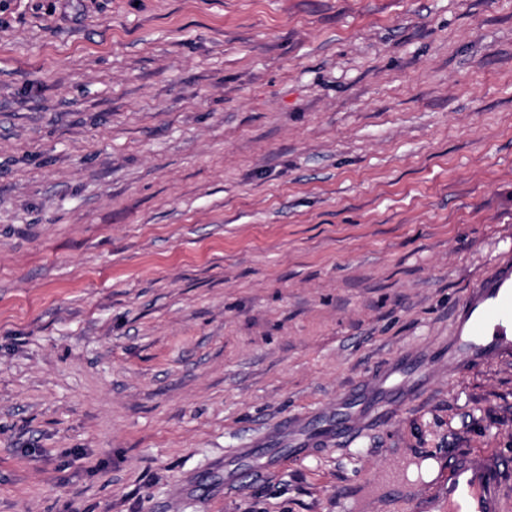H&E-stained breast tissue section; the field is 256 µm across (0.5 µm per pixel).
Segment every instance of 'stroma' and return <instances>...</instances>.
<instances>
[{
  "label": "stroma",
  "mask_w": 512,
  "mask_h": 512,
  "mask_svg": "<svg viewBox=\"0 0 512 512\" xmlns=\"http://www.w3.org/2000/svg\"><path fill=\"white\" fill-rule=\"evenodd\" d=\"M509 267L512 0H0V512H418L512 455ZM500 290L479 288V303L465 310L467 331L456 337L450 356L459 373L472 371L512 349V336H502L504 324H512V289L507 293ZM480 304L483 306L475 313Z\"/></svg>",
  "instance_id": "stroma-1"
}]
</instances>
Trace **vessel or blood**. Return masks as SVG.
<instances>
[{"instance_id":"b4317fda","label":"vessel or blood","mask_w":512,"mask_h":512,"mask_svg":"<svg viewBox=\"0 0 512 512\" xmlns=\"http://www.w3.org/2000/svg\"><path fill=\"white\" fill-rule=\"evenodd\" d=\"M478 305L468 306L465 334L457 336L451 360L466 373L490 359L512 351V336L505 324L512 323V291L496 288L477 291ZM512 489V460L493 452L467 450L448 456L438 496L424 512H505Z\"/></svg>"}]
</instances>
